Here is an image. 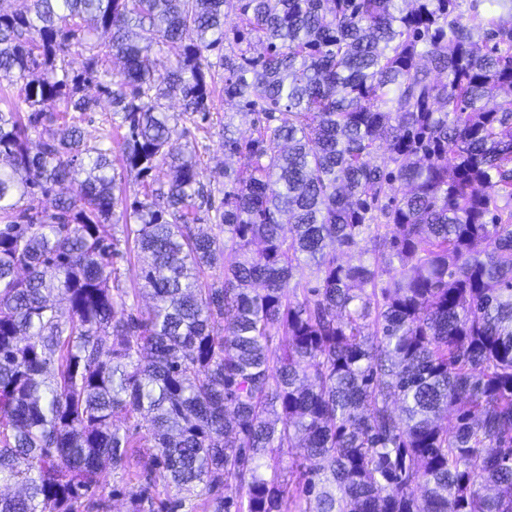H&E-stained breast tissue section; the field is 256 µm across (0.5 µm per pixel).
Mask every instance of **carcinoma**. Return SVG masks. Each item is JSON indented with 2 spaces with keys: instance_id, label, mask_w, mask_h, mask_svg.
<instances>
[{
  "instance_id": "cac0c4a2",
  "label": "carcinoma",
  "mask_w": 512,
  "mask_h": 512,
  "mask_svg": "<svg viewBox=\"0 0 512 512\" xmlns=\"http://www.w3.org/2000/svg\"><path fill=\"white\" fill-rule=\"evenodd\" d=\"M5 2L0 512H108L139 442L118 412L156 448L133 512H512V0H237L229 29L230 0ZM218 81L257 119L224 124L241 165L207 189L170 141ZM114 128L167 185L129 200ZM362 241L373 262L344 261Z\"/></svg>"
}]
</instances>
